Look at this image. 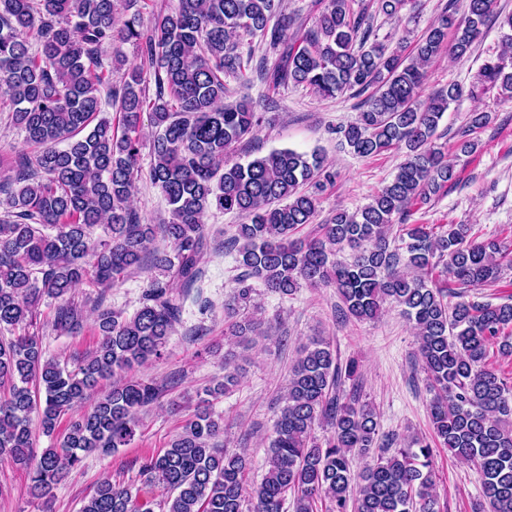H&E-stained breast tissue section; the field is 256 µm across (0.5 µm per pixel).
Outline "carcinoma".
Listing matches in <instances>:
<instances>
[{
    "label": "carcinoma",
    "mask_w": 512,
    "mask_h": 512,
    "mask_svg": "<svg viewBox=\"0 0 512 512\" xmlns=\"http://www.w3.org/2000/svg\"><path fill=\"white\" fill-rule=\"evenodd\" d=\"M142 0H0V107L33 153L19 151L0 179V465L29 470L30 492L49 496L91 452L114 453L134 438L139 412L159 387L129 373L160 360L180 320L174 288L192 286L208 246L206 213L242 218L230 242L241 273L224 303V335L241 342L260 323L240 315L255 286L282 298L304 285H333L347 317L373 320L393 303L413 323L433 397L430 413L440 444L472 462L492 512H512V385L488 362L490 349L512 355V303H475L463 288L500 277L508 256L471 224L441 233L407 224L410 208L427 203L459 177L437 143L439 122L460 100L457 83L421 99L426 67L444 50L466 57L494 16L495 0L451 5L417 38L391 48L374 39L378 15L397 16L407 0H319L308 26L282 0H176L144 21ZM500 27L501 49L479 73L478 90L512 98V14ZM257 42L242 52L244 41ZM133 42L140 61L117 83L105 73L103 49ZM257 79L276 90L305 85L322 97L364 96L356 120L336 130L359 157L397 149L404 161L370 202L337 211L317 236L300 238L318 207L316 189L333 181L317 153L283 149L246 164L233 145L260 124L247 100L226 103L224 77ZM111 108L115 116L104 115ZM155 128L147 172L165 197L170 219L149 224L130 204L141 175L143 114ZM472 112L457 150L474 152L473 134L490 121ZM405 238L396 244L395 225ZM101 227L105 238H94ZM171 251L160 250L156 240ZM349 249L351 260L336 258ZM136 270L150 272L130 317L98 302L97 346L74 370L45 356L29 331L44 296L59 301L56 328L73 333L84 312L68 295L86 281L113 288ZM360 371L341 363L331 340L315 337L291 368L284 405L274 422L266 471L249 486L246 452L219 448L222 420L207 409L187 420L168 448L142 463L166 490L165 512H439L430 443L418 439L354 475L351 455L367 453L377 414L355 392L340 393ZM111 388L70 419L58 446L40 456L32 421L55 434L64 415L103 380ZM239 383L224 359V380L206 389L218 400ZM329 435L318 439L316 426ZM81 512H153L151 501L102 481Z\"/></svg>",
    "instance_id": "carcinoma-1"
}]
</instances>
